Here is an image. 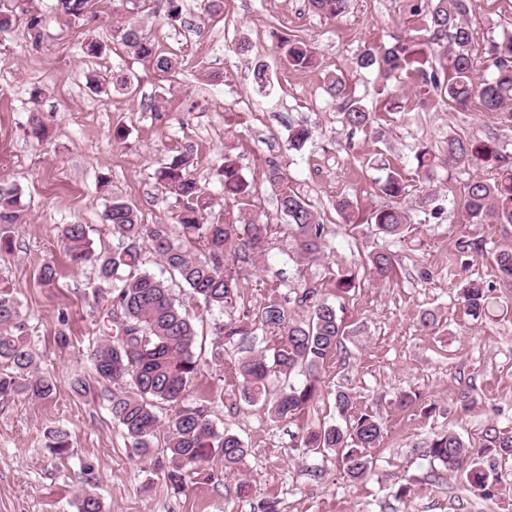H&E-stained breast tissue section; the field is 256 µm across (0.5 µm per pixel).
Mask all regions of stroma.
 Listing matches in <instances>:
<instances>
[{
  "label": "stroma",
  "mask_w": 512,
  "mask_h": 512,
  "mask_svg": "<svg viewBox=\"0 0 512 512\" xmlns=\"http://www.w3.org/2000/svg\"><path fill=\"white\" fill-rule=\"evenodd\" d=\"M28 7L41 18L40 44H32L21 24L0 34V180L18 185L26 205L12 252H0V292L19 300L37 366L54 377L56 391L45 401L19 396L0 404V512H77L78 498L87 491L99 498L103 512H257L269 499L280 512H512V457L485 440L491 427L512 432V288L499 286L489 255L492 248L512 245V225L462 219L466 182L474 175L493 177L494 169L451 165L428 186L419 182L407 149L417 139L441 150L457 135L494 141L512 153V124L477 103L456 111L434 100L421 102L417 77L407 71L389 80L391 103L383 105L376 77L354 68L364 45L421 34L425 17L410 15L406 0H350L336 20L312 12L308 0H224L217 14L206 11L204 0H184L180 19L171 23L165 0H145L137 15L144 35L159 51L184 61L166 78L118 45L99 58L82 53L84 40H110L112 0H99L97 18L84 25L61 14L55 0H29ZM467 22L476 52H484L512 32V0H474ZM275 30L310 42L318 66H284L271 36ZM243 39L251 45L245 55L235 51ZM259 60L270 72L263 89L252 75ZM118 69L132 79L128 91L106 95L89 89V73L105 77ZM334 73L375 110L374 127L351 129L338 122L336 103L325 92ZM36 86L44 94L35 102L30 91ZM151 103L156 111H148ZM33 109L49 126L46 141L26 135ZM297 124L314 132L300 154L288 148V128ZM118 128L125 131L119 141L113 136ZM185 149L196 157L194 178L217 198L216 215H237L236 206L222 200L216 176L229 156L255 186L254 211L280 219L266 181L274 164L326 226L328 254L304 265L289 260L286 235H274L256 265L242 267L234 314L278 297L274 273L283 269L290 286L310 285L320 298L341 302L355 333L346 339L345 353L323 369L321 393L305 414L292 422L272 421L263 408L241 399L236 353L226 352L223 366L212 365L218 313L193 299L177 276L144 252L145 269L165 279L194 318L201 372L190 387L191 400L205 401L217 427L237 433L248 448L239 473L225 474L220 461H212V480L188 482L176 495L164 468L132 456L108 410L112 386L98 382L90 346L102 334L111 302L98 293L92 267L71 264L59 227L89 225L95 248H112L117 239L102 222L112 196L132 204L143 223H171V202L153 172ZM392 168L408 184L407 195L394 204L412 222L391 246L396 274L390 283L368 281L337 296L338 269L383 244L366 219L385 205L376 182ZM343 196L356 202L359 225L338 218L335 205ZM48 262L59 270L50 286L39 279ZM469 280L492 288L490 309L479 319L467 315L460 298ZM426 312L436 315L434 328L421 326ZM61 329L69 338L64 347L56 341ZM78 378L87 393L74 392ZM340 390L352 395L356 411L371 412L384 426L380 446L371 451L373 466L360 481L348 478L335 453L297 446L301 429L335 419ZM410 392L422 406H432L431 416L420 408H398L399 394ZM55 426L72 435L68 457H52L44 448L45 433ZM448 430L481 451L483 466L498 479L495 497L474 495L463 476L417 454L423 441ZM88 464L94 470L87 477ZM405 478L411 492L400 502L391 491ZM242 479L250 484L243 496L237 493Z\"/></svg>",
  "instance_id": "obj_1"
}]
</instances>
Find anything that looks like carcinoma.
<instances>
[{
  "label": "carcinoma",
  "instance_id": "cac0c4a2",
  "mask_svg": "<svg viewBox=\"0 0 512 512\" xmlns=\"http://www.w3.org/2000/svg\"><path fill=\"white\" fill-rule=\"evenodd\" d=\"M56 2L63 14L79 24L97 17V0ZM309 4L316 13L337 19L348 9L349 0H309ZM471 4L472 0H408L412 14L423 13L428 19L426 35H396L387 44L367 45L355 58V68L385 81L412 70L420 79L422 101L434 94L451 108L465 111L477 99L485 111L500 112L511 122L512 35L490 43L485 57L490 77L476 80L477 61L466 22ZM273 37L278 40L288 68L305 70L318 66L316 52L301 37L288 33H275ZM445 38L448 52L435 64L427 50ZM112 41L156 73L170 75L183 64L177 56L158 51L132 23L113 27ZM129 81L130 76L122 69L112 72L104 84L90 78L95 89L109 94L129 89ZM325 92L340 102L339 120L344 126L371 127L374 112L354 98L343 77L330 75ZM25 132L38 141L48 137V126L38 111H30ZM313 136L314 131L305 125L291 127L290 149L301 151ZM413 153L416 174L422 183L433 180L436 169L443 165L466 167L475 160L493 163L495 177L475 176L466 183L463 218L467 224H512V162L498 144L450 137L440 156L421 143L414 146ZM195 164L196 157L186 150L171 156L154 173L158 184L174 200L176 227L144 224L133 206L114 197L105 205L103 220L118 238L117 246L96 250L84 224H65L60 234L71 262L95 267L98 289L112 295L109 317L115 333L95 340L91 350L98 380L115 388L108 398L112 420L121 426L133 453L140 458H151L155 443L163 441L169 461L166 478L175 494L181 493L191 478L211 479L207 464L216 457L223 463L224 472L237 470L248 455V448L238 435L212 423L205 404L189 401V387L200 370L193 318L163 280L142 269L143 249L153 251L207 309L221 314L240 297L239 269L263 253L272 236L283 233L290 238L288 258L298 264L321 258L327 249L320 214L295 191L277 166H270L267 183L277 198L284 223L271 224L250 209L253 184L234 160L224 157L220 185L224 197L239 206L235 224L209 219L214 198L192 178ZM377 184L381 193L391 198L408 192V184L394 170ZM335 210L345 223H356L357 206L350 198L336 200ZM24 216L20 190L0 182V252L12 249V233ZM366 223L384 238L399 239L407 229L408 216L397 207L383 206L374 210ZM491 257L502 284L511 287L512 245L495 248ZM394 262L393 254L381 249L366 256L360 267L371 279L386 282L392 278ZM357 285L359 272L352 268L336 278L340 295ZM489 292V287L475 281L462 287L461 298L473 318L488 311ZM292 303L311 305L310 316L305 320L294 318ZM261 332H269L277 340L261 350L251 348L239 359L241 399L264 407L274 421H292L318 395L321 369L341 349L351 331L336 306L318 299L317 289L304 288L293 298L284 295L250 313L230 314L216 322L215 363L224 362L225 348H239ZM296 374L304 376L305 381L290 382ZM54 388L53 377L36 368L28 318L13 296L1 293L0 402L20 395L44 400L52 396ZM157 402L174 408L168 421L161 420L154 411ZM335 405L342 420L307 430L301 435L299 446L307 451L335 453L347 476L359 480L371 469L370 449L377 447L383 437L382 423L369 412L353 413V398L346 392L336 393ZM489 447L512 455V433L494 431ZM45 448L55 457L69 456L70 432L62 427L50 428L45 433ZM418 451L442 469L464 475L465 482L483 496L495 495L496 483L478 461V453L459 434H436Z\"/></svg>",
  "mask_w": 512,
  "mask_h": 512
}]
</instances>
